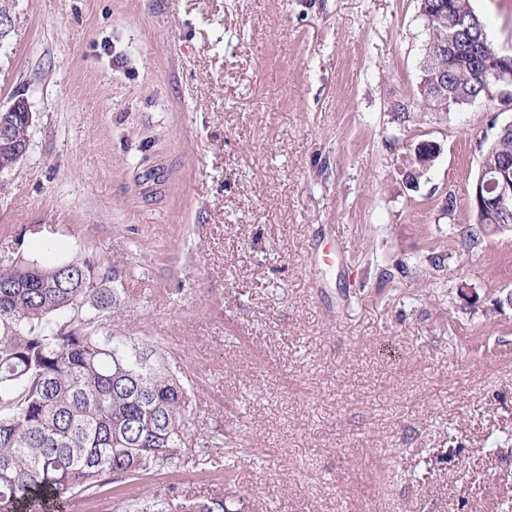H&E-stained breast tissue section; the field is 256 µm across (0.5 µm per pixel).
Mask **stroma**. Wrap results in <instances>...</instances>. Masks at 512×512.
I'll return each mask as SVG.
<instances>
[{
    "instance_id": "stroma-1",
    "label": "stroma",
    "mask_w": 512,
    "mask_h": 512,
    "mask_svg": "<svg viewBox=\"0 0 512 512\" xmlns=\"http://www.w3.org/2000/svg\"><path fill=\"white\" fill-rule=\"evenodd\" d=\"M472 6L512 53V6ZM426 41L418 0H0V104L33 114L0 269L94 261L103 332L191 396L171 462L69 512L512 500V234H456L512 109L419 107ZM422 141L441 151L412 186Z\"/></svg>"
}]
</instances>
